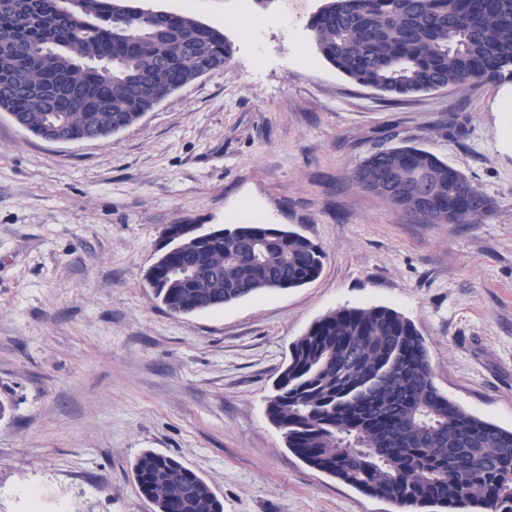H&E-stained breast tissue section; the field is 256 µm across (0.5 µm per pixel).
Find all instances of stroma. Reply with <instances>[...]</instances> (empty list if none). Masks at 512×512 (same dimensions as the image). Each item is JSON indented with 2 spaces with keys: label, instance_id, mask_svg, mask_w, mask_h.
<instances>
[{
  "label": "stroma",
  "instance_id": "obj_1",
  "mask_svg": "<svg viewBox=\"0 0 512 512\" xmlns=\"http://www.w3.org/2000/svg\"><path fill=\"white\" fill-rule=\"evenodd\" d=\"M319 5L142 0L223 29L224 70L106 139L51 143L0 112V512H28L31 488L41 512H154L132 476L146 451L224 512H398L306 465L267 416L291 343L343 306L404 314L436 386L512 427V81L382 98L316 53ZM392 132L479 185L482 223L426 224L354 182ZM251 221L320 244V276L210 312L156 301L171 225Z\"/></svg>",
  "mask_w": 512,
  "mask_h": 512
}]
</instances>
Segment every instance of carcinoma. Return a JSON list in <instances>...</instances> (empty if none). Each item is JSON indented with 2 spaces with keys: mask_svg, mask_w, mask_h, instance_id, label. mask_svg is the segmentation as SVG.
Masks as SVG:
<instances>
[{
  "mask_svg": "<svg viewBox=\"0 0 512 512\" xmlns=\"http://www.w3.org/2000/svg\"><path fill=\"white\" fill-rule=\"evenodd\" d=\"M321 58L382 96L512 79V0H321L307 24ZM224 31L130 0H0V112L35 135L104 139L167 95L224 69ZM364 190L427 224H479L480 187L433 153L387 147L354 169ZM175 242L154 293L173 314L207 312L299 288L325 251L272 224L219 241ZM309 466L403 512H512V429L464 411L432 378L413 323L385 306L340 307L291 345L267 405ZM155 512H224L177 458L133 467Z\"/></svg>",
  "mask_w": 512,
  "mask_h": 512,
  "instance_id": "obj_1",
  "label": "carcinoma"
}]
</instances>
